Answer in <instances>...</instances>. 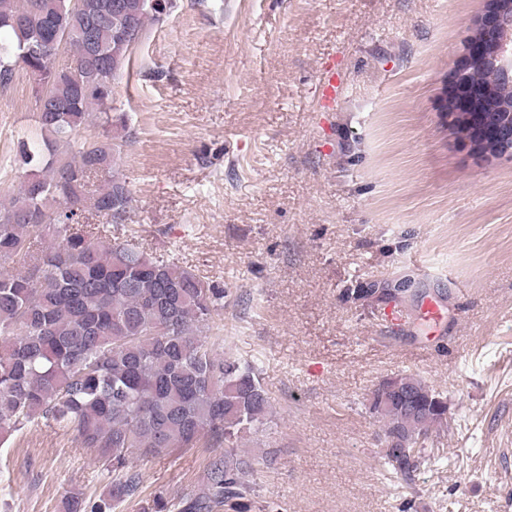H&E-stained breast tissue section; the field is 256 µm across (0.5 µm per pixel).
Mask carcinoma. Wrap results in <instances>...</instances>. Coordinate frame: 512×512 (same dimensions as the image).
Listing matches in <instances>:
<instances>
[{"mask_svg": "<svg viewBox=\"0 0 512 512\" xmlns=\"http://www.w3.org/2000/svg\"><path fill=\"white\" fill-rule=\"evenodd\" d=\"M112 0H0V85L18 67L34 82L42 147L22 139L32 167L18 193L0 203V442L43 419L112 468V482L86 510L113 512L140 495L128 457H158L204 446L213 456L203 488L176 500L157 497L151 512H251L248 462L233 440L261 421L271 397L255 367L218 351L214 329L225 290L137 243L112 242V224L132 202L119 161L127 137L112 129L71 148L94 112L112 110V88L147 25L172 7L162 0L140 14L139 34L123 43L126 18ZM56 44L72 65L56 69L41 49ZM474 82L512 101V85L490 70ZM478 112H461L454 132L471 137ZM99 176L95 186L91 178ZM368 411L399 443L380 451L410 486L423 462L413 451L430 429L448 425V397L425 380L398 375L368 394Z\"/></svg>", "mask_w": 512, "mask_h": 512, "instance_id": "obj_1", "label": "carcinoma"}]
</instances>
